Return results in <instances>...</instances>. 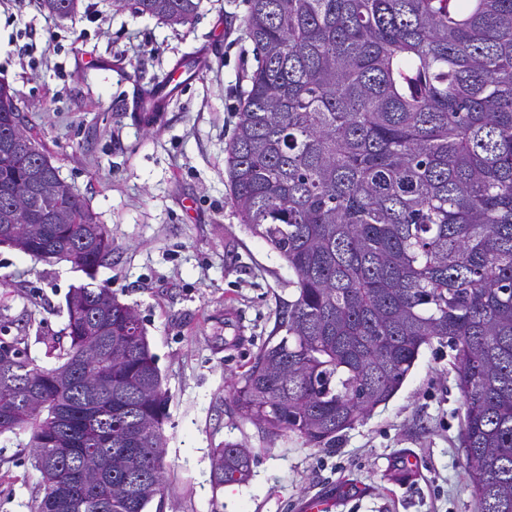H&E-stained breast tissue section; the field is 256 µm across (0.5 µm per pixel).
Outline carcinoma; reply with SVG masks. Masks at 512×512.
<instances>
[{
    "label": "carcinoma",
    "mask_w": 512,
    "mask_h": 512,
    "mask_svg": "<svg viewBox=\"0 0 512 512\" xmlns=\"http://www.w3.org/2000/svg\"><path fill=\"white\" fill-rule=\"evenodd\" d=\"M79 0H42L57 17ZM193 21L199 0H120ZM257 66L226 144L240 223L287 263L285 332L231 381L266 442L331 447L448 341L477 512H512V0H249ZM0 244L92 271L112 235L0 82ZM66 343L0 341V436L25 434L33 512H145L163 495L165 392L134 308L90 284ZM252 450H213L238 484Z\"/></svg>",
    "instance_id": "cac0c4a2"
}]
</instances>
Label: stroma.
I'll list each match as a JSON object with an SVG mask.
<instances>
[{
  "mask_svg": "<svg viewBox=\"0 0 512 512\" xmlns=\"http://www.w3.org/2000/svg\"><path fill=\"white\" fill-rule=\"evenodd\" d=\"M247 14L248 0H200L193 22L168 25L122 0H81L71 18L42 0H0V82L112 232L91 275L0 245V338L60 335L69 290L90 281L136 309L168 397V481L147 512H304L312 497L328 512H476L447 345L425 347L398 393L331 448L292 434L267 444L234 410L230 379L277 340L295 278L229 200L224 148L257 65ZM179 64L192 76L161 120L138 121L140 91ZM228 441L253 450L245 484L212 482V452ZM402 460L412 479L394 477ZM39 494L24 439L1 437L0 512H31Z\"/></svg>",
  "mask_w": 512,
  "mask_h": 512,
  "instance_id": "stroma-1",
  "label": "stroma"
}]
</instances>
